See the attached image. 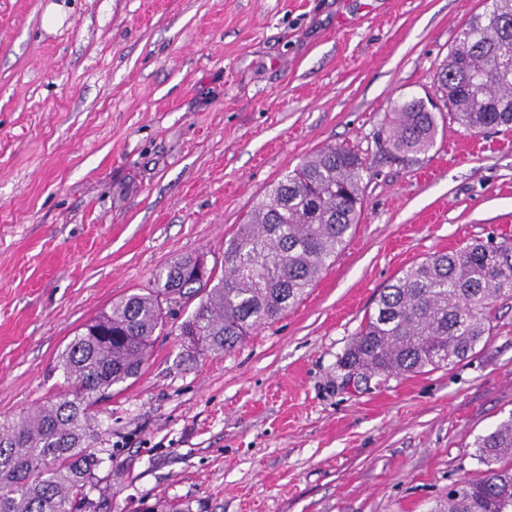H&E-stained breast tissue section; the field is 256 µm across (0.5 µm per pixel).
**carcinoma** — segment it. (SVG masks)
<instances>
[{"label": "carcinoma", "mask_w": 512, "mask_h": 512, "mask_svg": "<svg viewBox=\"0 0 512 512\" xmlns=\"http://www.w3.org/2000/svg\"><path fill=\"white\" fill-rule=\"evenodd\" d=\"M461 31L440 72L448 113L420 98L386 116L389 151L433 147L445 115L473 132L512 128V0ZM366 159L326 146L272 183L238 225L224 263L202 281L195 256L160 269L155 288L112 302L60 354L67 388L0 427V512H74L101 463L99 405L137 378L154 336L172 321L194 348L221 354L298 304L336 261L363 204ZM512 298V240L489 237L430 256L383 288L340 366L368 379L452 366L491 334L492 306ZM480 469L448 492L438 512H512V416L477 439Z\"/></svg>", "instance_id": "cac0c4a2"}]
</instances>
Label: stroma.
Returning a JSON list of instances; mask_svg holds the SVG:
<instances>
[{
	"instance_id": "obj_1",
	"label": "stroma",
	"mask_w": 512,
	"mask_h": 512,
	"mask_svg": "<svg viewBox=\"0 0 512 512\" xmlns=\"http://www.w3.org/2000/svg\"><path fill=\"white\" fill-rule=\"evenodd\" d=\"M484 0H0V425L64 390L59 354L174 258L222 259L252 204L326 145L367 161L362 213L303 300L233 349L149 365L98 416L95 512H434L512 415V299L451 367L345 383L400 270L512 238V130L440 125L394 156L395 102Z\"/></svg>"
}]
</instances>
